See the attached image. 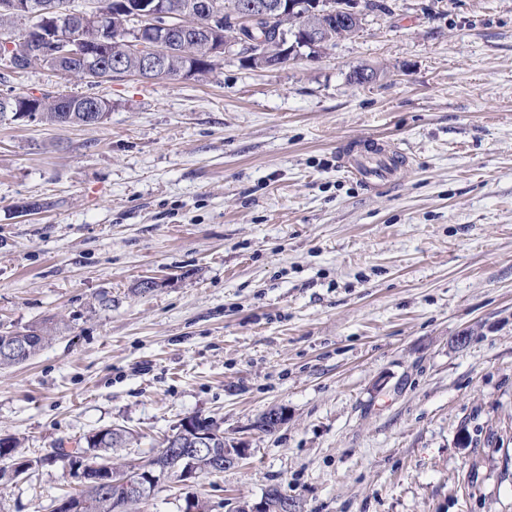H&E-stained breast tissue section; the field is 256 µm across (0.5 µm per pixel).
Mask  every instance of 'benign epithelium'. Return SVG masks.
<instances>
[{
    "mask_svg": "<svg viewBox=\"0 0 512 512\" xmlns=\"http://www.w3.org/2000/svg\"><path fill=\"white\" fill-rule=\"evenodd\" d=\"M203 18L199 26L187 23L182 15L168 11L165 0H137L135 8L127 16L124 41L136 58L137 75L146 80H152L155 74L164 67L169 53L168 42L159 34L173 36L177 33L188 34L201 31L206 36V49L209 55L238 57L251 68L276 69L290 60L298 51L296 45L288 41L279 42L274 52L261 49L250 50L252 43L234 37L224 36V14L211 0H199L195 4ZM0 13L11 14L22 20L29 19L26 27L24 42L28 44L30 53L37 54L49 60L55 58H71L82 53L87 42L98 45V51L109 53L112 44V28L108 23L106 12L94 7L78 14L77 22L84 36L79 39L70 38L60 33L57 15L59 9L52 4H38L35 0H0ZM286 17L297 15L303 23L300 30L303 34L301 43L310 53L316 54L324 43L325 28L312 23L316 18H335L336 3L334 0H280L271 4L270 0H248L240 13L237 22L247 24L260 19L269 18L270 14ZM27 349V340L10 337L0 340V352L11 356H21ZM189 437L191 448L182 456V465L176 478L189 483L197 480L199 474L195 467L196 456L203 452L209 453L214 460L216 470L231 467L245 458L249 449L241 441L220 443L213 433L197 426L194 418L183 422L180 431L171 436L165 443V448H177L182 444V437ZM224 448H219V445ZM74 469L80 471L82 481H87L89 475L96 474V481L112 488V496L127 502L143 500L154 491L163 474L145 473L142 477H134L127 470H112V465L106 462L87 464L83 454H76ZM236 512H295V505L290 500H274V495L268 494L261 501L253 503L241 500Z\"/></svg>",
    "mask_w": 512,
    "mask_h": 512,
    "instance_id": "1",
    "label": "benign epithelium"
}]
</instances>
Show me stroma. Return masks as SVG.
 Returning a JSON list of instances; mask_svg holds the SVG:
<instances>
[{"label":"stroma","mask_w":512,"mask_h":512,"mask_svg":"<svg viewBox=\"0 0 512 512\" xmlns=\"http://www.w3.org/2000/svg\"><path fill=\"white\" fill-rule=\"evenodd\" d=\"M384 2L274 70L0 76L112 102L0 120V332L58 323L0 370V435L40 457L120 425L135 464L190 416L248 441L141 512L273 487L298 512H512V0ZM373 141L407 158L369 188L339 155ZM81 484L61 461L2 479L0 512Z\"/></svg>","instance_id":"stroma-1"}]
</instances>
